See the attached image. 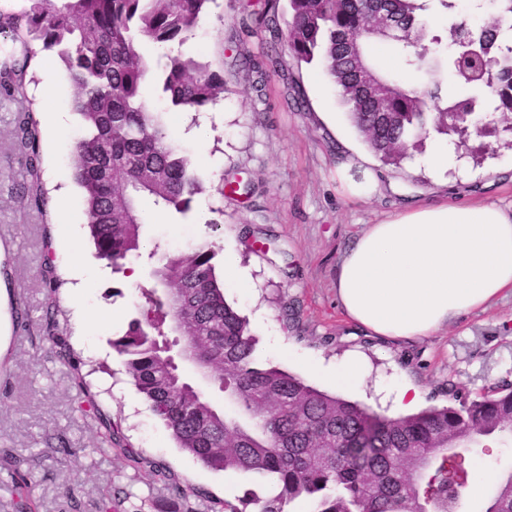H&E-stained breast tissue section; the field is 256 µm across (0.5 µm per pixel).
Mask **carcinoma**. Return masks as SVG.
<instances>
[{
	"instance_id": "1",
	"label": "carcinoma",
	"mask_w": 512,
	"mask_h": 512,
	"mask_svg": "<svg viewBox=\"0 0 512 512\" xmlns=\"http://www.w3.org/2000/svg\"><path fill=\"white\" fill-rule=\"evenodd\" d=\"M28 2L19 13H0V37L22 54L0 64V93L19 106L10 137L27 163L18 202L47 210L29 68L38 53H52L66 68L84 131L69 160L98 257L117 272L132 259H157L152 287L139 286L144 302L112 349L180 448L212 470L254 475L269 487L263 500L254 496L242 508L218 500L211 512H247L249 504L255 512H292L303 500L314 512H458L461 492L450 488L448 473L463 467L451 460L488 439L512 444L511 385L380 417L278 367L255 365L257 339L224 298L214 243L169 253L144 239L143 203L184 216L202 181L150 109L143 87L155 81L162 99L182 110L224 96L223 76L182 51L217 0ZM434 2L452 42H470L474 56L448 49L418 0H264V23L270 42L286 46L297 65L325 69L364 143L384 164L398 166L429 131L465 132L477 115L476 92L484 88L498 99L496 111L512 115V47L497 42L512 21V0H497V22L476 33L455 21L456 0ZM355 38L362 42L356 59ZM145 41L162 52L159 59L142 50ZM378 41L388 42L422 82L405 84L382 71L371 52ZM450 75L475 94L441 97ZM44 284L49 302L42 328L59 344L62 281L51 267ZM59 356L95 407L80 357L65 346ZM483 512H512V471L494 484Z\"/></svg>"
}]
</instances>
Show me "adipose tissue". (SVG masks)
Returning <instances> with one entry per match:
<instances>
[{"instance_id":"1","label":"adipose tissue","mask_w":512,"mask_h":512,"mask_svg":"<svg viewBox=\"0 0 512 512\" xmlns=\"http://www.w3.org/2000/svg\"><path fill=\"white\" fill-rule=\"evenodd\" d=\"M512 291V210L434 205L368 227L342 255L336 296L358 328L429 336Z\"/></svg>"}]
</instances>
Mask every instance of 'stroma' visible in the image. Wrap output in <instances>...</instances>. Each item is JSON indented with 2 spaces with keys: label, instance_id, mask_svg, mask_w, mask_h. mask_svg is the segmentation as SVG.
<instances>
[{
  "label": "stroma",
  "instance_id": "35a3bbf8",
  "mask_svg": "<svg viewBox=\"0 0 512 512\" xmlns=\"http://www.w3.org/2000/svg\"><path fill=\"white\" fill-rule=\"evenodd\" d=\"M267 38L258 0H218L184 49L223 73V99L179 111L150 90L148 101L165 124L181 129L174 143L193 157L204 190L184 216L146 205L145 236L171 251L216 242L224 296L247 318L259 362L378 415L396 417L382 397L404 380L418 387L423 409L447 403L453 392L474 397L512 382L511 292L432 336L396 344L350 323L335 287L338 262L356 236L408 207L448 202L511 208L512 131L493 123L485 135L463 143L449 135L464 163L460 172L422 165L434 141L430 135L400 166L383 164L353 128L324 68L296 66L284 46H270ZM269 52L279 66L260 74L244 66V57ZM297 85L308 102L302 111L285 104ZM16 112V104L0 95V269L8 271L11 292L21 295L29 317L28 329L21 330L11 306L0 308V329L8 337L0 357V512H24L14 490L19 478L37 512H70L75 502L81 512H99L101 501L117 490L143 512H210L218 499L232 501L251 490L265 494L257 477L210 470L179 448L126 375L111 341L136 316L148 268L137 261L140 275L132 282L96 254L66 164L83 132L79 119L58 135H41L43 175L56 177L63 196L50 198L44 215L19 206L25 161L9 138ZM203 122L213 132L204 152L186 135ZM228 181L252 190L219 194ZM360 182L373 183V192L351 195L349 184ZM62 218L75 226L73 251L97 271L80 297L82 330L69 334L68 342L94 367L91 390L120 437L117 451L99 445L98 423L82 411L83 396L67 364L41 330L48 302L44 237L55 234ZM227 251L235 255L236 270L226 274ZM354 352L367 363L361 384L329 383L323 368L343 365ZM156 466L169 483L152 477ZM175 485L182 498L174 497Z\"/></svg>",
  "mask_w": 512,
  "mask_h": 512
}]
</instances>
